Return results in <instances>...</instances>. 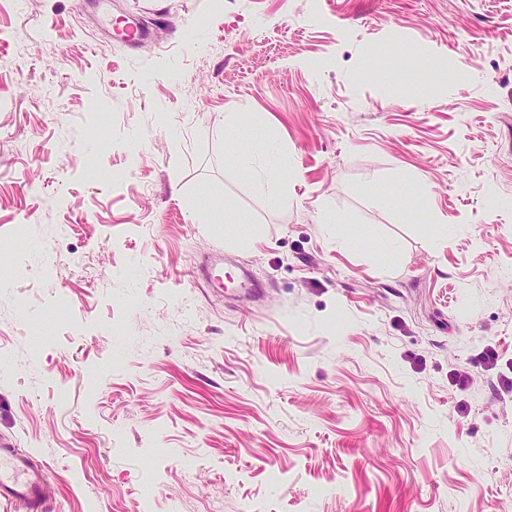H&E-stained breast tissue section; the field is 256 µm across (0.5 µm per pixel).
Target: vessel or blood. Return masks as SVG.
I'll return each instance as SVG.
<instances>
[{
  "instance_id": "obj_1",
  "label": "vessel or blood",
  "mask_w": 512,
  "mask_h": 512,
  "mask_svg": "<svg viewBox=\"0 0 512 512\" xmlns=\"http://www.w3.org/2000/svg\"><path fill=\"white\" fill-rule=\"evenodd\" d=\"M47 467L9 443L0 444V499L15 503L22 512H44L47 502Z\"/></svg>"
}]
</instances>
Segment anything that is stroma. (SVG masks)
<instances>
[{"label":"stroma","instance_id":"stroma-1","mask_svg":"<svg viewBox=\"0 0 512 512\" xmlns=\"http://www.w3.org/2000/svg\"><path fill=\"white\" fill-rule=\"evenodd\" d=\"M270 140L281 205L225 153ZM488 345L512 0H0V438L50 512H512Z\"/></svg>","mask_w":512,"mask_h":512}]
</instances>
